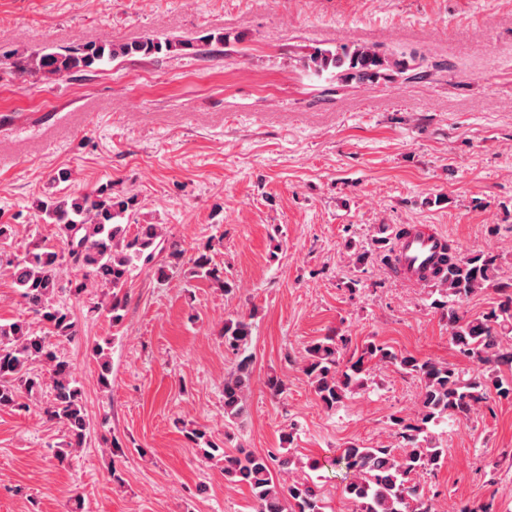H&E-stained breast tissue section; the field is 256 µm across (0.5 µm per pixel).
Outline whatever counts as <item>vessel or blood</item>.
Segmentation results:
<instances>
[{
    "label": "vessel or blood",
    "mask_w": 512,
    "mask_h": 512,
    "mask_svg": "<svg viewBox=\"0 0 512 512\" xmlns=\"http://www.w3.org/2000/svg\"><path fill=\"white\" fill-rule=\"evenodd\" d=\"M447 239L438 229L429 224L417 225L396 241L395 273L405 284L417 286L423 275L439 262Z\"/></svg>",
    "instance_id": "obj_1"
}]
</instances>
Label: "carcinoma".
Segmentation results:
<instances>
[{"label": "carcinoma", "mask_w": 512, "mask_h": 512, "mask_svg": "<svg viewBox=\"0 0 512 512\" xmlns=\"http://www.w3.org/2000/svg\"><path fill=\"white\" fill-rule=\"evenodd\" d=\"M173 48L187 54H213L197 40L172 43L145 38L34 53L18 61V67L23 73L64 77L92 72L106 60L151 56ZM304 67L314 74L330 72L344 85L387 81L407 72L412 79L422 78L414 57L388 56L370 44L316 48L305 56ZM35 208L44 223L57 226L60 245L33 237L22 250L9 254L4 247L15 242L17 225L0 223V270L17 288L27 313L58 339L77 333V323L57 300L58 295L66 292L80 297L94 286L111 289L110 299L93 305L91 312L107 315L117 326L127 308L125 288L141 265H152L160 285L180 274L188 262L191 278L210 281L226 293L234 288L224 276V267L214 261L210 245L190 251L161 224L131 225L137 198L113 193L110 182L90 192L47 196L37 200ZM445 263V278L433 284L438 298L432 305L447 319L456 354L476 364L473 374L467 376L453 363L417 358L374 339L347 357L350 339L335 330L305 348L303 372L329 410L367 389L370 371L378 366H393L419 383L415 417L390 418L398 447L352 443L332 459V465L345 470L343 493L354 512H435L432 500L414 483L416 477L435 475L445 463L447 449L433 427L448 419L466 420L477 406L512 400V376L504 375L506 370L512 372V283L501 280L496 255L463 253L451 244ZM68 267L76 274L65 287L60 272ZM487 288L499 295L495 305L478 315L462 310L466 299ZM222 336L224 349L234 357V367L224 376V420L234 425L247 413L253 374L250 318L238 315L225 320ZM93 355L98 383L108 389L112 385L108 349L98 344ZM36 363L45 371H34ZM46 388L50 399L44 414L62 424L67 433L64 449L57 454L63 461L83 447L90 429L74 368L28 323H0V409L26 410ZM185 436L202 458H223L224 480L249 489L254 512H326L322 485L309 475H295L293 456L286 453V446L294 440V428L282 434L280 447L264 452L243 447L228 452L202 426L185 429Z\"/></svg>", "instance_id": "carcinoma-1"}]
</instances>
